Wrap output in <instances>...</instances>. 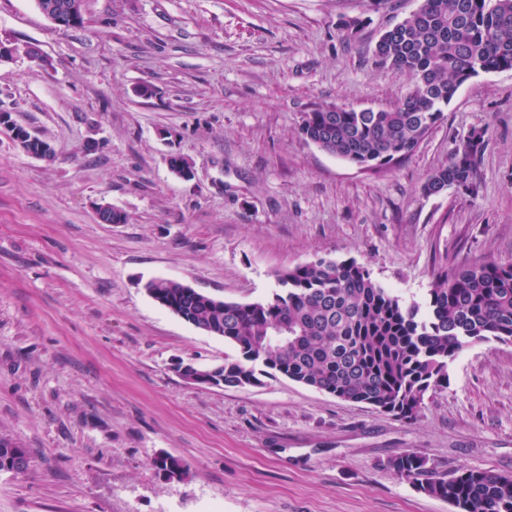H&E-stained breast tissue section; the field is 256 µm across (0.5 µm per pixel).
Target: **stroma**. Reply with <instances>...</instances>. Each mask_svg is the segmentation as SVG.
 I'll use <instances>...</instances> for the list:
<instances>
[{
    "label": "stroma",
    "instance_id": "obj_1",
    "mask_svg": "<svg viewBox=\"0 0 512 512\" xmlns=\"http://www.w3.org/2000/svg\"><path fill=\"white\" fill-rule=\"evenodd\" d=\"M420 4L84 0L83 25L61 27L36 0H0V42L43 56L0 62V111L52 148L39 159L0 131V437L31 458L0 472V512H456L389 459L512 474V342L464 349L408 422L277 373L184 381L175 362L239 352L145 289L163 278L260 302L279 271L325 258L422 306L441 269L512 263V70L466 81L386 167L300 133L317 106L397 102L411 78L372 52ZM350 17L364 21L352 38ZM474 129L477 196L424 193ZM102 204L126 222L101 223ZM162 453L187 479L155 468ZM154 466L163 472L167 478L182 481L187 477V465L179 458L163 453L155 457Z\"/></svg>",
    "mask_w": 512,
    "mask_h": 512
}]
</instances>
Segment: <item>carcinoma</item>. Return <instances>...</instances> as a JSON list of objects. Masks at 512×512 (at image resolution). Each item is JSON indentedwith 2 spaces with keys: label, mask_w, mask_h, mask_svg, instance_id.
Masks as SVG:
<instances>
[{
  "label": "carcinoma",
  "mask_w": 512,
  "mask_h": 512,
  "mask_svg": "<svg viewBox=\"0 0 512 512\" xmlns=\"http://www.w3.org/2000/svg\"><path fill=\"white\" fill-rule=\"evenodd\" d=\"M373 63L412 78L394 106H319L304 113L300 125L306 141L363 168L412 155L471 77L512 70V0H422L381 35ZM484 148V131L469 132L448 164L428 176L423 191L465 185L477 195ZM277 280L280 291L249 304L169 279L152 280L146 289L161 306L238 349L239 358L206 371L217 384H253L261 366L410 422L426 394L448 387V364L464 348L490 339L512 342V263L442 270L423 312L401 304L354 261L299 263ZM30 464L26 449L0 438V471L24 473ZM153 464L169 479L187 477V465L173 455L160 454ZM388 465L458 512H512V475L464 467L439 474L415 451L392 457Z\"/></svg>",
  "instance_id": "carcinoma-1"
}]
</instances>
